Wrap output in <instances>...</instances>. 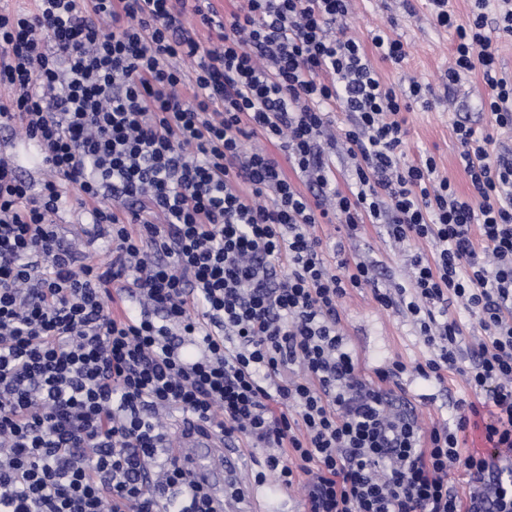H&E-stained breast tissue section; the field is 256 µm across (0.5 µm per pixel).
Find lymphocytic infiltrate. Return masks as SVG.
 I'll list each match as a JSON object with an SVG mask.
<instances>
[{
	"label": "lymphocytic infiltrate",
	"mask_w": 512,
	"mask_h": 512,
	"mask_svg": "<svg viewBox=\"0 0 512 512\" xmlns=\"http://www.w3.org/2000/svg\"><path fill=\"white\" fill-rule=\"evenodd\" d=\"M33 2L0 9V128L47 169L35 188L0 157V512H224L172 453L189 422L265 449L255 482L305 512H512V157L493 132L453 127L467 193L434 156L406 161L403 114L432 89L381 77L375 61L408 52L384 29L363 45L353 0ZM428 4L453 34L449 85L479 75L512 130V0L462 20ZM73 208L102 249L65 239ZM335 222L383 225L408 285L329 260ZM130 285L134 318L106 303ZM359 288L411 322L423 359L362 363L342 318ZM452 373L474 398L426 425L403 381Z\"/></svg>",
	"instance_id": "1"
}]
</instances>
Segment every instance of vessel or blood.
Returning a JSON list of instances; mask_svg holds the SVG:
<instances>
[{"instance_id": "1", "label": "vessel or blood", "mask_w": 512, "mask_h": 512, "mask_svg": "<svg viewBox=\"0 0 512 512\" xmlns=\"http://www.w3.org/2000/svg\"><path fill=\"white\" fill-rule=\"evenodd\" d=\"M15 164L26 163L43 168L39 146L32 141H15L10 145ZM176 455L190 478L208 485L216 497L224 495V480L232 478L235 484L246 485L248 477L239 465L234 448L212 431L190 424L182 426Z\"/></svg>"}]
</instances>
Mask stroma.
<instances>
[{
	"label": "stroma",
	"instance_id": "1",
	"mask_svg": "<svg viewBox=\"0 0 512 512\" xmlns=\"http://www.w3.org/2000/svg\"><path fill=\"white\" fill-rule=\"evenodd\" d=\"M408 2L414 5V13L406 12L404 5ZM351 26L353 34L364 41L368 40L370 30L390 28L392 36L407 46L409 55L401 68L382 61L376 64L388 81H399L406 72L435 92L431 105L415 103L405 115L407 157L414 160L423 153L433 155L441 174L458 190H465L466 178L458 163L459 143L453 124L467 118L479 129H492L488 113L481 109L487 89L474 76L454 93H446L445 74L452 54V37L446 29L432 24L427 0H354ZM323 238L329 244L342 246L348 258L374 263L384 288L394 289L406 283L405 261L379 227L367 226L360 237L350 240L342 227L329 224L324 228ZM343 306L345 326L364 362L374 365L397 355L407 360L425 355L426 348L411 324L401 315L379 310L370 289L350 291ZM470 396L460 376L452 374L436 386L431 401L417 404L416 409L425 422L443 423L450 420L455 400Z\"/></svg>",
	"mask_w": 512,
	"mask_h": 512
}]
</instances>
